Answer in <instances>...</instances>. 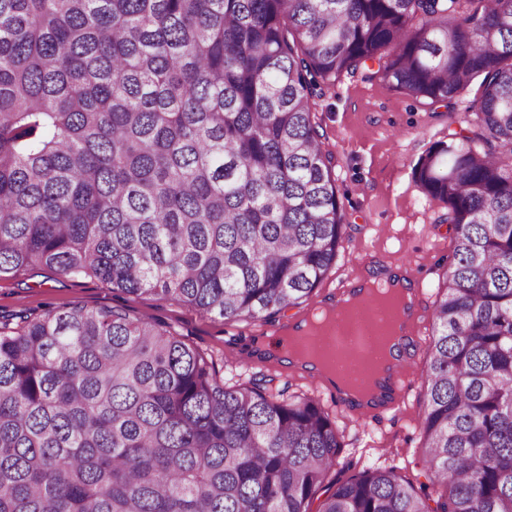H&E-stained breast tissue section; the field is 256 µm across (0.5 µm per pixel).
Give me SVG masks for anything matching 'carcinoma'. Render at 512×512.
<instances>
[{"label":"carcinoma","mask_w":512,"mask_h":512,"mask_svg":"<svg viewBox=\"0 0 512 512\" xmlns=\"http://www.w3.org/2000/svg\"><path fill=\"white\" fill-rule=\"evenodd\" d=\"M453 114L419 485L312 395L228 386L117 307L0 317V512H512V0H0V279L49 269L272 323L343 249L316 89ZM316 510H311V506Z\"/></svg>","instance_id":"carcinoma-1"}]
</instances>
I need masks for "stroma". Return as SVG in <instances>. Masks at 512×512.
I'll use <instances>...</instances> for the list:
<instances>
[{
    "instance_id": "1",
    "label": "stroma",
    "mask_w": 512,
    "mask_h": 512,
    "mask_svg": "<svg viewBox=\"0 0 512 512\" xmlns=\"http://www.w3.org/2000/svg\"><path fill=\"white\" fill-rule=\"evenodd\" d=\"M316 120L325 151L332 158L336 185L346 215L344 249L329 276L303 304L282 312L275 323L224 322L204 316L173 300L151 294L128 295L98 279L36 270L0 281V313L40 314L75 305L89 308L123 306L130 314L165 324L173 333L214 360L218 379L232 371L255 377L284 395L308 393L335 412L342 430L339 464L329 478L343 481L376 461L383 449L395 451L399 475L419 476L423 438L422 370L436 286L448 267L451 234L441 218L444 204L428 200L413 169L419 156L448 134V111L405 91L362 75L344 76L315 98ZM400 270L417 290L423 309L414 350L407 357L413 370L402 403L392 410L361 417L325 387L323 379L260 356L261 344L277 343L279 326L303 322L313 307L340 297L364 280L372 266Z\"/></svg>"
}]
</instances>
